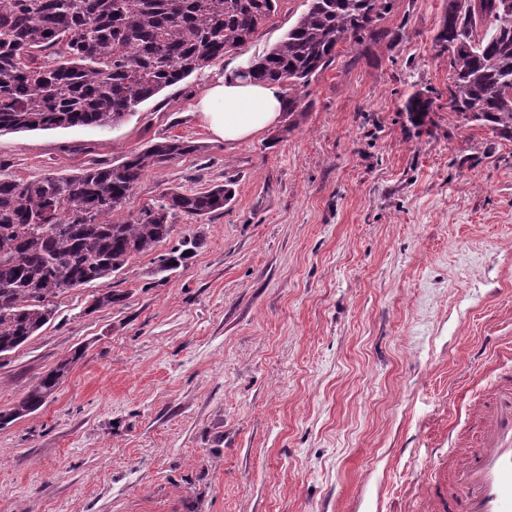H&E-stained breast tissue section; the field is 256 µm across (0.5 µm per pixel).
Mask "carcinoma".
<instances>
[{"instance_id":"obj_1","label":"carcinoma","mask_w":512,"mask_h":512,"mask_svg":"<svg viewBox=\"0 0 512 512\" xmlns=\"http://www.w3.org/2000/svg\"><path fill=\"white\" fill-rule=\"evenodd\" d=\"M279 0H0V131L109 128L163 89L246 44ZM395 0H307V9L248 78L288 86L285 111L303 112L298 92L327 70L339 48L384 37ZM433 37L453 69L448 103L458 129L488 127L512 139V9L506 0H446ZM432 100L403 103L426 125ZM198 146L168 138L64 176L0 177V357L48 324L60 294L116 276L152 254L156 272L182 265L188 250L159 248L177 215L200 220L224 210L230 184L205 191L170 188L132 219L114 220L143 176ZM109 289L92 308L120 304ZM63 362L0 411V427L37 411L68 373Z\"/></svg>"}]
</instances>
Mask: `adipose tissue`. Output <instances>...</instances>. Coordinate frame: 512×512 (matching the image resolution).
Listing matches in <instances>:
<instances>
[{"label":"adipose tissue","instance_id":"obj_1","mask_svg":"<svg viewBox=\"0 0 512 512\" xmlns=\"http://www.w3.org/2000/svg\"><path fill=\"white\" fill-rule=\"evenodd\" d=\"M285 106L279 84L256 83L229 74L210 82L194 103L205 128L216 138L238 143L273 125Z\"/></svg>","mask_w":512,"mask_h":512}]
</instances>
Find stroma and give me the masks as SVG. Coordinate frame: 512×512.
Listing matches in <instances>:
<instances>
[{"mask_svg":"<svg viewBox=\"0 0 512 512\" xmlns=\"http://www.w3.org/2000/svg\"><path fill=\"white\" fill-rule=\"evenodd\" d=\"M280 0L245 45L100 129L1 132L0 175L114 163L180 136L115 217L169 187L232 182L209 220L177 217L176 271L129 260L55 299L0 358V411L69 362L36 412L0 428V512H393L473 447L472 410L512 366V140L458 130L433 45L445 0H396L397 37L342 48L306 109L236 144L193 104L281 40ZM432 101L428 128L402 110ZM109 287L121 304L92 309ZM432 108V100L422 92H415L409 95L403 103V111L411 124L416 127L426 125L425 118ZM414 119H420V122H414Z\"/></svg>","mask_w":512,"mask_h":512,"instance_id":"stroma-1","label":"stroma"}]
</instances>
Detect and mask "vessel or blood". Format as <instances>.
Masks as SVG:
<instances>
[{"instance_id": "obj_1", "label": "vessel or blood", "mask_w": 512, "mask_h": 512, "mask_svg": "<svg viewBox=\"0 0 512 512\" xmlns=\"http://www.w3.org/2000/svg\"><path fill=\"white\" fill-rule=\"evenodd\" d=\"M473 417L479 447L449 470L446 486L426 487L425 497L442 512H512V371L500 373Z\"/></svg>"}]
</instances>
